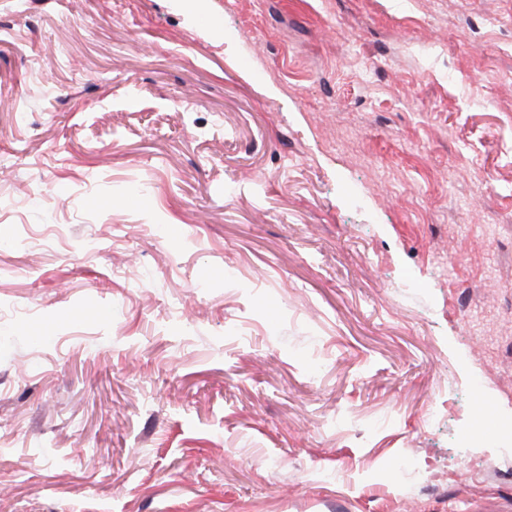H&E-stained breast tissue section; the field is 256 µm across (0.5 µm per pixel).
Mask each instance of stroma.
<instances>
[{"mask_svg":"<svg viewBox=\"0 0 512 512\" xmlns=\"http://www.w3.org/2000/svg\"><path fill=\"white\" fill-rule=\"evenodd\" d=\"M204 6L0 0V512H512V0Z\"/></svg>","mask_w":512,"mask_h":512,"instance_id":"35a3bbf8","label":"stroma"}]
</instances>
